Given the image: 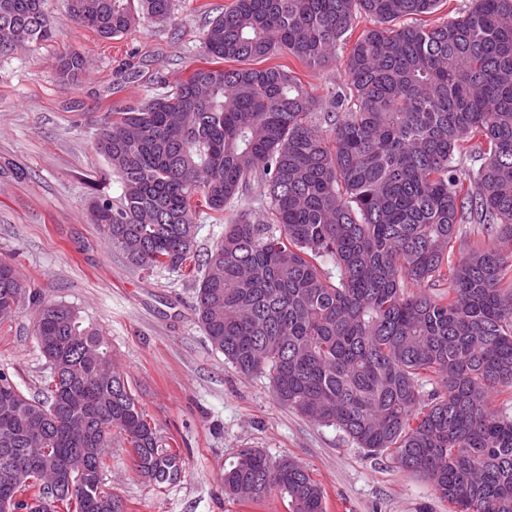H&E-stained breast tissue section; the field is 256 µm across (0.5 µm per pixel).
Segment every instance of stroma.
<instances>
[{
	"instance_id": "obj_1",
	"label": "stroma",
	"mask_w": 512,
	"mask_h": 512,
	"mask_svg": "<svg viewBox=\"0 0 512 512\" xmlns=\"http://www.w3.org/2000/svg\"><path fill=\"white\" fill-rule=\"evenodd\" d=\"M231 2L175 0L171 21L104 39L73 24L66 0H46L54 40L0 56V258L45 302L73 307L100 330L113 365L185 460L180 483L156 487L132 472L130 448L113 435L103 487L125 512H288L276 493L260 502L225 496L224 468L244 447L306 466L325 491L326 512H449L429 483L389 456L279 405L267 376L237 372L197 322L194 281L132 267L90 222L94 197L116 204L123 194L95 150L101 118L198 67L206 25ZM68 50L87 60L69 83L56 72ZM272 62L323 99L345 83L338 59L315 69L284 54ZM0 368L26 395H40L48 369L32 311L0 325Z\"/></svg>"
}]
</instances>
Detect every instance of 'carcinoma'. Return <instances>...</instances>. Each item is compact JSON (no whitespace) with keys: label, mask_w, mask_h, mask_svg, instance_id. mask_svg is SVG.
<instances>
[{"label":"carcinoma","mask_w":512,"mask_h":512,"mask_svg":"<svg viewBox=\"0 0 512 512\" xmlns=\"http://www.w3.org/2000/svg\"><path fill=\"white\" fill-rule=\"evenodd\" d=\"M441 2L233 0L203 34L205 65L105 114L95 146L123 198L92 201L89 217L132 266L193 280L211 346L266 374L279 405L392 454L451 512H512V0L415 22ZM67 6L105 39L173 16V0ZM359 16L371 26L349 45ZM53 38L45 0H0L1 56ZM343 49L346 86L326 109L291 70L259 66L281 53L321 66ZM85 68L77 51L58 59L64 82ZM254 182L262 219L225 218ZM200 213L228 220L202 264ZM31 302L0 259V308H12L0 324ZM34 335L56 375L33 399L0 370V512H43L47 499L52 512H124L101 482L114 430L137 475L181 481L183 458L124 375H98V330L42 303ZM76 448L91 467L73 492L15 480L20 464L61 471ZM241 484L256 502L276 492L288 512H325L291 457L238 449L224 494Z\"/></svg>","instance_id":"carcinoma-1"}]
</instances>
